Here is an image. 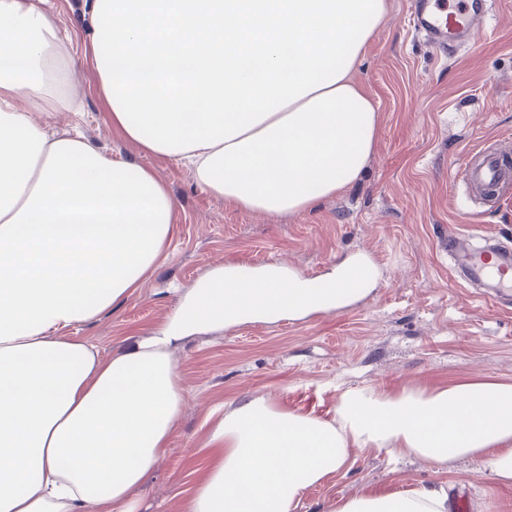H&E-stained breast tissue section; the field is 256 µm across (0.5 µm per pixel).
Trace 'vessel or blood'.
Masks as SVG:
<instances>
[{"label":"vessel or blood","instance_id":"b4317fda","mask_svg":"<svg viewBox=\"0 0 512 512\" xmlns=\"http://www.w3.org/2000/svg\"><path fill=\"white\" fill-rule=\"evenodd\" d=\"M494 0H414L410 24L415 34L444 56L456 55L487 30ZM478 163L466 166L460 179L491 193L512 183V154L480 149ZM456 275L482 285V299L512 308V245L490 238L485 247H471L465 237L448 239Z\"/></svg>","mask_w":512,"mask_h":512}]
</instances>
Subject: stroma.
Returning a JSON list of instances; mask_svg holds the SVG:
<instances>
[{
	"mask_svg": "<svg viewBox=\"0 0 512 512\" xmlns=\"http://www.w3.org/2000/svg\"><path fill=\"white\" fill-rule=\"evenodd\" d=\"M74 56L79 112L42 116L48 131L80 133L109 157L151 167L177 205L165 258L126 300L72 329L109 354L149 335L179 298L220 265L282 264L319 282L344 258L366 257L375 287L340 310L274 324L245 321L202 333L172 352L184 385L165 453L135 492L142 512H187L218 454L219 417L253 398L332 418L346 389L391 392L494 378L512 384V309L492 307L453 277L444 238L477 229L512 241V186L492 201L456 175L473 151L512 150V0H501L494 32L446 59L408 25L410 0H387L383 24L356 68L379 106V137L361 176L303 212H250L200 188L189 168L143 154L113 128L90 62L81 59L85 0H51ZM432 484L466 512H512V485L477 460L441 466L369 446L348 472L309 489L302 512L373 491Z\"/></svg>",
	"mask_w": 512,
	"mask_h": 512,
	"instance_id": "1",
	"label": "stroma"
}]
</instances>
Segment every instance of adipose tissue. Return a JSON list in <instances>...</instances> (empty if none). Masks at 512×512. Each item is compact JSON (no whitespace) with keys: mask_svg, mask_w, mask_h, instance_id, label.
<instances>
[{"mask_svg":"<svg viewBox=\"0 0 512 512\" xmlns=\"http://www.w3.org/2000/svg\"><path fill=\"white\" fill-rule=\"evenodd\" d=\"M83 56L115 128L145 154L189 164L232 205L307 210L363 172L378 104L353 72L386 0H86ZM61 28L44 0H0V512H140L183 390L189 337L354 303L376 282L359 256L321 284L269 264L212 269L176 313L103 354L70 337L126 299L163 257L176 205L144 165L36 114L78 111ZM221 453L190 512H301L306 491L375 446L440 465L486 457L512 483V384L343 391L332 419L256 398L212 434ZM332 512H448L420 486Z\"/></svg>","mask_w":512,"mask_h":512,"instance_id":"1","label":"adipose tissue"}]
</instances>
